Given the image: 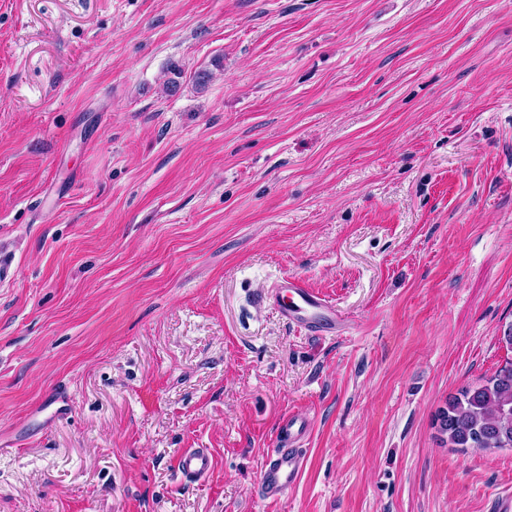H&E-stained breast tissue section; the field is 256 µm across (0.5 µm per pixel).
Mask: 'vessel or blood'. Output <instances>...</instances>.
Masks as SVG:
<instances>
[{
	"label": "vessel or blood",
	"instance_id": "b4317fda",
	"mask_svg": "<svg viewBox=\"0 0 512 512\" xmlns=\"http://www.w3.org/2000/svg\"><path fill=\"white\" fill-rule=\"evenodd\" d=\"M262 300L271 305L283 323L311 335L335 336L343 329L334 305L317 295L302 278L281 277ZM307 432V422L298 415L288 414L279 421L276 446L260 471L259 486L264 499H281L297 483L306 462L303 442ZM213 466L212 453L206 448L182 449L177 459L179 475L191 482L206 478Z\"/></svg>",
	"mask_w": 512,
	"mask_h": 512
}]
</instances>
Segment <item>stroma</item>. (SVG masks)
Listing matches in <instances>:
<instances>
[{"label": "stroma", "instance_id": "stroma-1", "mask_svg": "<svg viewBox=\"0 0 512 512\" xmlns=\"http://www.w3.org/2000/svg\"><path fill=\"white\" fill-rule=\"evenodd\" d=\"M0 252V512H488L436 415L512 357V0H0ZM261 299L271 305L283 323L313 336H337L343 329L334 305L317 295L302 278L281 277ZM307 432V422L298 415L288 414L279 421L276 446L260 471L259 486L265 500L281 499L297 483L306 462L303 441ZM214 466L213 456L207 448H185L177 459L179 475L191 482L206 478Z\"/></svg>", "mask_w": 512, "mask_h": 512}]
</instances>
